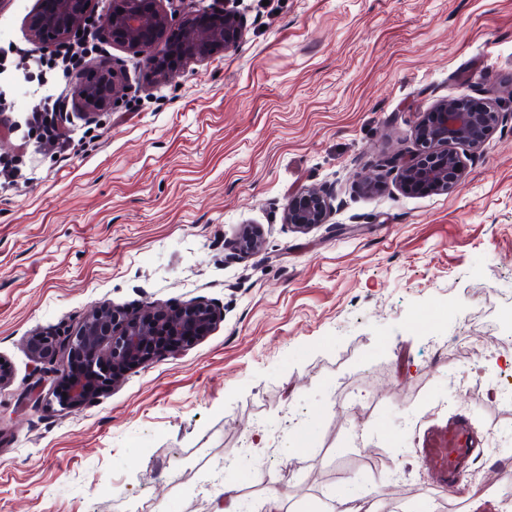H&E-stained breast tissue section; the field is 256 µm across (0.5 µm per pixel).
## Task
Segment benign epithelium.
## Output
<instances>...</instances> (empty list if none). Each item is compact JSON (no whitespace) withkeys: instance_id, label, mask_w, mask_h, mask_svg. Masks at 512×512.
<instances>
[{"instance_id":"1","label":"benign epithelium","mask_w":512,"mask_h":512,"mask_svg":"<svg viewBox=\"0 0 512 512\" xmlns=\"http://www.w3.org/2000/svg\"><path fill=\"white\" fill-rule=\"evenodd\" d=\"M163 0H111L101 28L112 44L141 54L144 68L160 81L176 77L190 62L204 61L237 47L246 35L234 9L167 11ZM94 0H40L27 19L32 43L43 50L70 37L93 16ZM126 89L123 68L114 63L75 73L74 101L79 116L93 119L112 109ZM511 112L496 110L490 101L467 95L439 102L415 128L416 150L390 161L401 190L407 194L447 191L464 174L460 148H478ZM327 194L303 190L294 195L285 219L295 230L309 231L327 222ZM236 255L260 251V232L242 227L229 241ZM216 307L194 299L173 305L140 308L103 305L84 315L65 331L35 332L28 352L39 381L27 393L35 405L57 402L64 409L83 407L128 373L162 357L174 358L193 347L215 328ZM51 375L47 393L39 389Z\"/></svg>"}]
</instances>
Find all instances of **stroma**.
<instances>
[{"label":"stroma","instance_id":"1","mask_svg":"<svg viewBox=\"0 0 512 512\" xmlns=\"http://www.w3.org/2000/svg\"><path fill=\"white\" fill-rule=\"evenodd\" d=\"M39 0H0V56L27 46ZM243 42L173 80L122 59L120 104L66 150L0 135L23 176L0 188V512H238L278 490L286 512L369 493L377 512H512V121L466 157L462 183L407 195L388 166L437 103L494 85L512 108V0H228ZM332 190L307 232L289 199ZM263 234L244 258L240 225ZM204 298L222 319L175 358L79 409L26 406L33 331L103 303ZM464 336L471 355L437 351ZM465 419L458 492L420 460ZM308 435L288 456L290 427Z\"/></svg>","mask_w":512,"mask_h":512}]
</instances>
